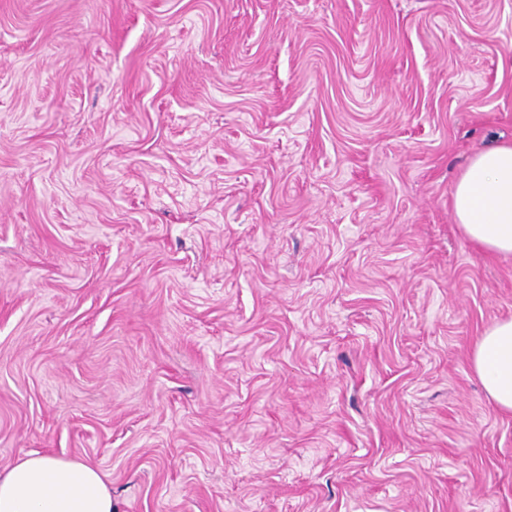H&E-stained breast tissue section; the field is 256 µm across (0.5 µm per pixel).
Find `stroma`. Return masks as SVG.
<instances>
[{"instance_id": "obj_1", "label": "stroma", "mask_w": 512, "mask_h": 512, "mask_svg": "<svg viewBox=\"0 0 512 512\" xmlns=\"http://www.w3.org/2000/svg\"><path fill=\"white\" fill-rule=\"evenodd\" d=\"M512 0H0V468L115 512H512L471 365L512 256ZM452 209L471 242L512 255V142L473 156L455 185ZM0 512H113L112 490L91 464L29 453L0 469Z\"/></svg>"}]
</instances>
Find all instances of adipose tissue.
I'll return each mask as SVG.
<instances>
[{
  "instance_id": "adipose-tissue-1",
  "label": "adipose tissue",
  "mask_w": 512,
  "mask_h": 512,
  "mask_svg": "<svg viewBox=\"0 0 512 512\" xmlns=\"http://www.w3.org/2000/svg\"><path fill=\"white\" fill-rule=\"evenodd\" d=\"M452 209L471 242L512 255V142L473 156L455 185ZM472 366L496 409L512 413V319L478 337ZM0 512H113L112 491L91 464L31 453L0 469Z\"/></svg>"
}]
</instances>
